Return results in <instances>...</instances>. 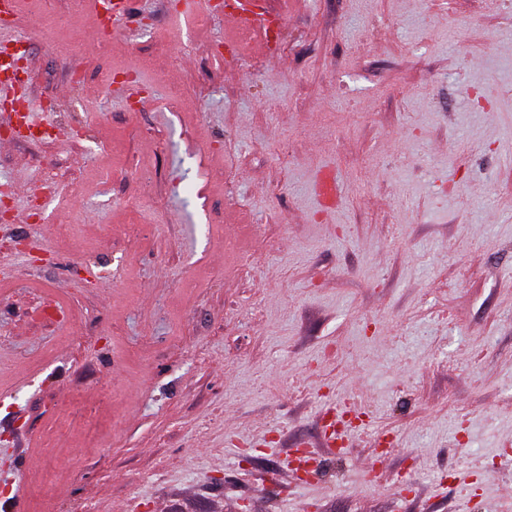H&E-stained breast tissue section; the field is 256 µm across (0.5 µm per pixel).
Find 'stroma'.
I'll use <instances>...</instances> for the list:
<instances>
[{"label":"stroma","mask_w":512,"mask_h":512,"mask_svg":"<svg viewBox=\"0 0 512 512\" xmlns=\"http://www.w3.org/2000/svg\"><path fill=\"white\" fill-rule=\"evenodd\" d=\"M273 6L231 67L171 0L103 52L23 0L0 512H512V0Z\"/></svg>","instance_id":"obj_1"}]
</instances>
